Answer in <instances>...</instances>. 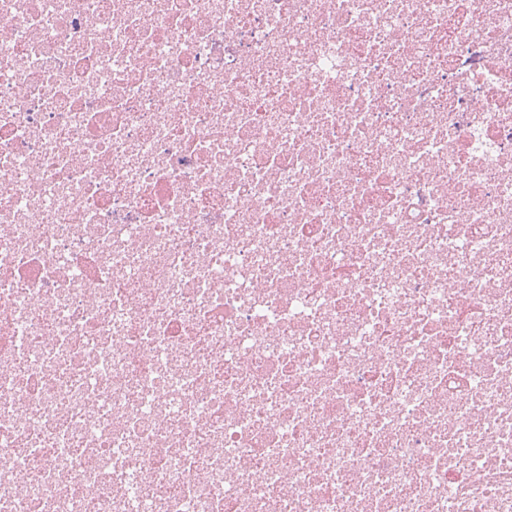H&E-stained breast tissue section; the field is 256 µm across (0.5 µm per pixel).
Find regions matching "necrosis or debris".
I'll return each mask as SVG.
<instances>
[{
    "mask_svg": "<svg viewBox=\"0 0 512 512\" xmlns=\"http://www.w3.org/2000/svg\"><path fill=\"white\" fill-rule=\"evenodd\" d=\"M0 512H512V0H0Z\"/></svg>",
    "mask_w": 512,
    "mask_h": 512,
    "instance_id": "4bbe7bcc",
    "label": "necrosis or debris"
}]
</instances>
